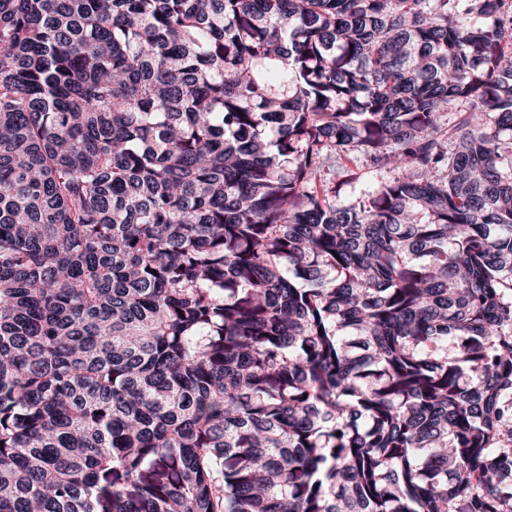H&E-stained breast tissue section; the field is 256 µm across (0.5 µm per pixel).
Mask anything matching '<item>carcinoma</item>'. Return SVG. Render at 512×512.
Returning a JSON list of instances; mask_svg holds the SVG:
<instances>
[{"instance_id": "obj_1", "label": "carcinoma", "mask_w": 512, "mask_h": 512, "mask_svg": "<svg viewBox=\"0 0 512 512\" xmlns=\"http://www.w3.org/2000/svg\"><path fill=\"white\" fill-rule=\"evenodd\" d=\"M0 512H512V0H0Z\"/></svg>"}]
</instances>
